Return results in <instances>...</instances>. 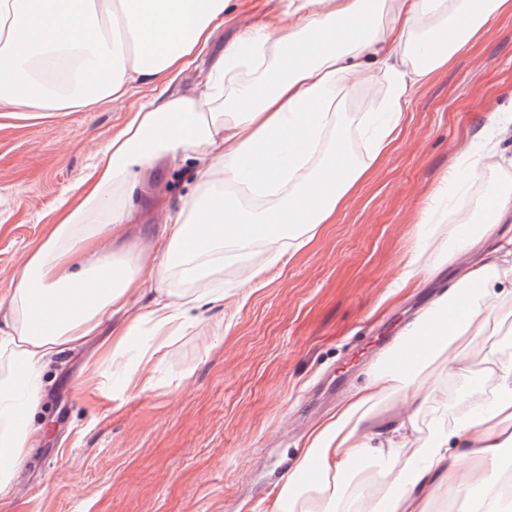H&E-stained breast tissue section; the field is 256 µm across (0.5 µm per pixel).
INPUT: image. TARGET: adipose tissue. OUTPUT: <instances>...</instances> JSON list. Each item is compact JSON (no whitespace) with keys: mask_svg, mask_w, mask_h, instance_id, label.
<instances>
[{"mask_svg":"<svg viewBox=\"0 0 512 512\" xmlns=\"http://www.w3.org/2000/svg\"><path fill=\"white\" fill-rule=\"evenodd\" d=\"M227 0H0V102L38 112H73L119 101L136 80L175 79L225 24ZM512 0H298L287 15L241 30L211 64L199 95L155 97L141 104L112 139L93 153L75 201H63L55 224L17 271L0 317V492L12 487L37 434L27 416L54 356L97 336L102 316L129 295L153 287L144 314L150 363L191 322V311L220 307L224 291L172 292L175 274L207 280L225 256L242 258L263 241L275 259L311 242L336 221L351 191L387 152L407 109L409 84L447 69ZM391 76L387 119L367 161H356L341 101L374 71ZM188 158L200 186L167 214L150 265L114 260L102 235H125L134 216L120 193L135 167L159 157ZM467 169L454 166L417 211L431 223L462 173H497L491 151L469 146ZM487 220L458 239L473 248L512 214V190L480 202ZM100 223L87 224L89 214ZM277 232H270V225ZM82 253L84 265L73 262ZM512 302V264L490 257L473 265L408 329L422 349L407 371L373 370L307 437L318 469L311 483L289 474L264 512H427V491L455 497L462 512L488 506L495 465L512 447V359L476 345L490 316ZM447 355L449 377L466 394L454 426L436 419L416 438L414 416L379 427L368 410L376 399L421 390L420 374ZM495 388H488L487 379ZM456 448L465 469L448 456ZM371 494L349 493L352 480Z\"/></svg>","mask_w":512,"mask_h":512,"instance_id":"adipose-tissue-1","label":"adipose tissue"}]
</instances>
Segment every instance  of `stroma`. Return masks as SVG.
<instances>
[{
  "instance_id": "35a3bbf8",
  "label": "stroma",
  "mask_w": 512,
  "mask_h": 512,
  "mask_svg": "<svg viewBox=\"0 0 512 512\" xmlns=\"http://www.w3.org/2000/svg\"><path fill=\"white\" fill-rule=\"evenodd\" d=\"M230 23L211 47L171 83H132L123 104L104 101L74 112H33L0 104V300L43 236L61 202L76 191L90 145L108 143L132 108L161 90L200 93L211 60L237 30L263 15H281L288 0H230ZM391 79L377 72L371 87L352 88L339 118L352 151H371L370 120L353 101L383 109ZM398 138L349 197L335 223L290 257L270 266L268 252L250 253L233 271L216 270L224 306L199 313L149 365L151 384L121 392L125 373L147 343L140 320L154 294L134 296L104 316L100 339L137 323L123 357L101 358L89 346L65 351L46 368L31 417L38 439L21 469L25 493H0V512H263L283 476L305 454L308 433L378 368L384 344L407 327L472 261L512 237V221L494 238L461 251L455 224L439 219L423 256L427 275L403 300L391 297L416 244L418 206L444 172L463 163L482 140L506 159L512 180V16H503L464 47L447 70L409 86ZM191 160L161 159L137 169L131 192L134 224L115 252L148 248L163 214L177 210L195 185ZM261 268L253 281L245 271ZM430 373L418 416L427 430L440 410L456 414L448 366ZM95 374L113 400L88 401L82 381Z\"/></svg>"
}]
</instances>
